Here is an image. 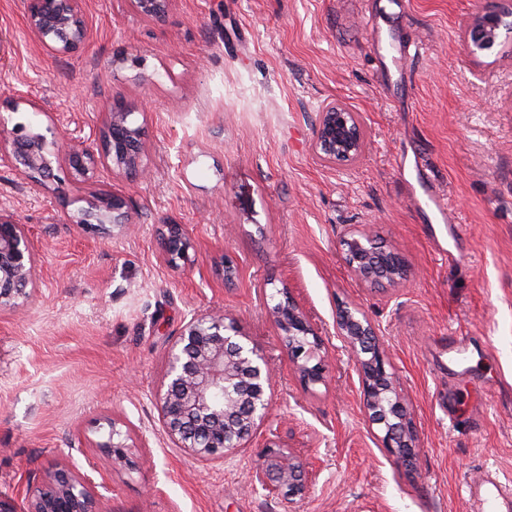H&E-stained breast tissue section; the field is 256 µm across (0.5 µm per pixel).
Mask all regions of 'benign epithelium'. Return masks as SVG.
<instances>
[{
  "label": "benign epithelium",
  "mask_w": 512,
  "mask_h": 512,
  "mask_svg": "<svg viewBox=\"0 0 512 512\" xmlns=\"http://www.w3.org/2000/svg\"><path fill=\"white\" fill-rule=\"evenodd\" d=\"M135 14L159 20L173 0H125ZM28 31L56 55L76 52L85 42L87 27L84 0H20ZM512 33V7H493L476 13L465 26L464 44L477 58L502 42V31ZM134 110L122 101L107 106L100 137L102 150L86 144L67 147L58 143L55 122L30 128L18 123L4 136L0 128V159L4 158L24 175L36 173L45 182L54 177L52 163L67 164L79 177L89 180L100 170H118L131 177L146 172L143 130L133 119ZM314 148L321 158L341 165L359 160L366 148L357 113L345 106L329 104L320 114ZM84 206L71 223L104 236L122 231L130 223L123 194L92 193L80 198ZM164 257L172 265L189 258L191 242L183 228L166 226ZM367 227L347 228L342 238L343 258L356 278L372 282L378 278L386 288L407 280L409 267L400 252L372 258ZM42 277L39 255L26 227L13 216L0 212V310L28 301ZM266 305L299 378L304 385L325 381L327 350L322 336L288 295ZM336 337L341 340L359 375L363 405L375 436L392 457L396 468L412 471L418 436L395 385L390 364L380 350L375 326L356 308L344 307L336 316ZM236 321L224 314L193 315L169 350L165 362L159 411L164 430L178 448H185L200 461L231 456L260 434L272 402L268 361L261 350L243 342ZM108 439L99 444L112 458L125 459V438L110 422ZM312 481L306 463L277 441H268L253 466L252 489H261L293 503L303 497ZM109 487L105 478L95 479L70 462L55 463L47 471L43 490L21 507L14 498L0 494V512H99L98 504Z\"/></svg>",
  "instance_id": "obj_1"
}]
</instances>
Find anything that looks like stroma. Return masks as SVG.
Instances as JSON below:
<instances>
[{
    "label": "stroma",
    "instance_id": "stroma-1",
    "mask_svg": "<svg viewBox=\"0 0 512 512\" xmlns=\"http://www.w3.org/2000/svg\"><path fill=\"white\" fill-rule=\"evenodd\" d=\"M488 3L174 0L153 22L125 0H85V44L56 55L18 0H0L10 38L0 124L52 120L78 142L120 99L143 128L149 171L104 170L83 185L58 166L41 185L0 161V210L26 226L42 261L34 296L0 310V490L25 501L52 463L70 460L109 483L100 512H470L467 487L486 467L512 475V47L474 60L462 43ZM394 42L418 47L401 74L384 64ZM18 91L42 111H14ZM332 102L365 131L350 166L313 149ZM89 188L128 197V232L71 224ZM432 190L447 216L428 206ZM168 223L192 241L176 267L160 245ZM357 224L404 255L400 288L347 270L340 240ZM281 288L325 342L324 383L303 385L268 316L263 296ZM344 306L379 333L418 431L415 473L393 466L368 424L336 336ZM213 309L265 354L267 427L317 473L295 503L251 490L262 440L204 463L163 431L166 354L192 315ZM452 336L469 337L467 366L490 393L449 372ZM113 421L131 428L121 463L100 447Z\"/></svg>",
    "mask_w": 512,
    "mask_h": 512
}]
</instances>
